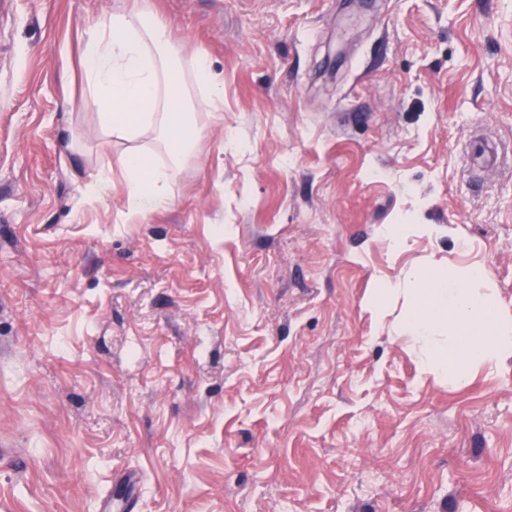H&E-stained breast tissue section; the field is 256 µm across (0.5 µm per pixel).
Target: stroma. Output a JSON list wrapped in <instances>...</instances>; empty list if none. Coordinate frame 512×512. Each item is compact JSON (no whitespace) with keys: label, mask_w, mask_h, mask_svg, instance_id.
I'll list each match as a JSON object with an SVG mask.
<instances>
[{"label":"stroma","mask_w":512,"mask_h":512,"mask_svg":"<svg viewBox=\"0 0 512 512\" xmlns=\"http://www.w3.org/2000/svg\"><path fill=\"white\" fill-rule=\"evenodd\" d=\"M139 3L224 83L141 219L82 104L124 0L0 15V512L131 471L130 512H512V357L423 373L403 299L368 306L433 259L512 322V0Z\"/></svg>","instance_id":"obj_1"}]
</instances>
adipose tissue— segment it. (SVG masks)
<instances>
[{
  "label": "adipose tissue",
  "mask_w": 512,
  "mask_h": 512,
  "mask_svg": "<svg viewBox=\"0 0 512 512\" xmlns=\"http://www.w3.org/2000/svg\"><path fill=\"white\" fill-rule=\"evenodd\" d=\"M169 43L162 21L124 8L110 22L90 24L81 50L85 101L99 130L129 144L121 158L124 196L129 213L139 217L172 202V184L205 130L200 113L223 116L224 84L207 59H193L203 94L190 97ZM148 134L167 162L138 147ZM483 276L479 268L443 272L432 260L414 272L401 328L417 343L424 373L460 377L512 355V327L502 322L494 301L473 288Z\"/></svg>",
  "instance_id": "1"
}]
</instances>
